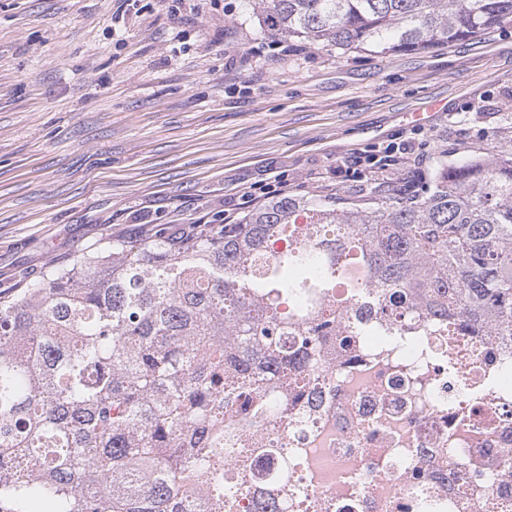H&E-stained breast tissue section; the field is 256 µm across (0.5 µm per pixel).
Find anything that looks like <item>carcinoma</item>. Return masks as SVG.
<instances>
[{
  "label": "carcinoma",
  "instance_id": "obj_1",
  "mask_svg": "<svg viewBox=\"0 0 512 512\" xmlns=\"http://www.w3.org/2000/svg\"><path fill=\"white\" fill-rule=\"evenodd\" d=\"M299 45L377 52L450 43L512 19V0H261ZM358 311L336 313V289ZM512 330V144L440 164L408 195L345 206L273 195L234 224L112 240L0 295V512H288L234 459L302 391L336 337Z\"/></svg>",
  "mask_w": 512,
  "mask_h": 512
}]
</instances>
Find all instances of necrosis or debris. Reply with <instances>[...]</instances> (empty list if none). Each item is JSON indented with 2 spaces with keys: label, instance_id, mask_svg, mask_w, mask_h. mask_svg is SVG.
I'll return each instance as SVG.
<instances>
[{
  "label": "necrosis or debris",
  "instance_id": "obj_1",
  "mask_svg": "<svg viewBox=\"0 0 512 512\" xmlns=\"http://www.w3.org/2000/svg\"><path fill=\"white\" fill-rule=\"evenodd\" d=\"M365 337L320 371L289 370L308 399L287 461L335 512H512V336Z\"/></svg>",
  "mask_w": 512,
  "mask_h": 512
}]
</instances>
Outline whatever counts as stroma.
Here are the masks:
<instances>
[{
    "label": "stroma",
    "mask_w": 512,
    "mask_h": 512,
    "mask_svg": "<svg viewBox=\"0 0 512 512\" xmlns=\"http://www.w3.org/2000/svg\"><path fill=\"white\" fill-rule=\"evenodd\" d=\"M259 18L242 0H0L1 292L116 238L245 213L277 180L348 197L370 179L337 162L415 129L426 176L512 141V22L426 51L285 55Z\"/></svg>",
    "instance_id": "stroma-1"
}]
</instances>
